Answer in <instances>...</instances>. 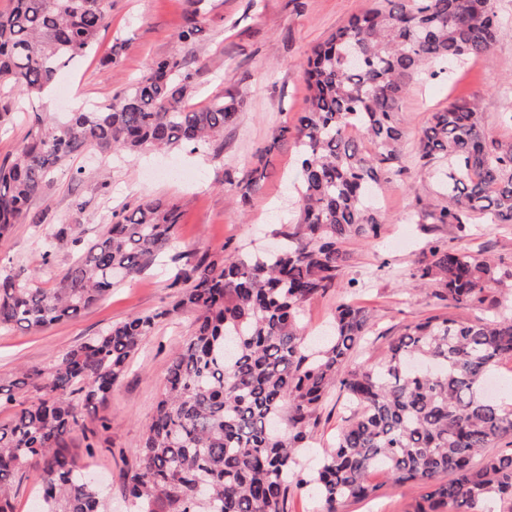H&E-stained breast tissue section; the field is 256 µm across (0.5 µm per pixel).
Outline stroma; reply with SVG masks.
I'll use <instances>...</instances> for the list:
<instances>
[{
	"mask_svg": "<svg viewBox=\"0 0 512 512\" xmlns=\"http://www.w3.org/2000/svg\"><path fill=\"white\" fill-rule=\"evenodd\" d=\"M373 0H203L201 31L194 41L181 42L177 33L188 0H112L108 27L96 48L75 58L58 73L80 86L83 98L99 106L127 89L155 59L175 55L194 73L195 91L187 107L206 106L212 98L233 95L239 103L234 125L221 138L196 150L138 158L103 155L86 148L52 173L32 202L28 216L0 237V268L20 274L33 285L51 287L56 276L76 258L71 244L58 246L50 268L40 266V251L54 224H75L83 240L96 238L113 212L133 210L148 200L180 206L177 242L154 264L132 278H122L111 292L73 320L42 330H0V382L23 369L50 371L54 360L71 347L129 317L149 314L169 303L171 277L186 261L230 254L247 246L263 250L275 244V230L293 221L288 205L297 175L292 141L270 149L274 133L293 123L306 107L303 63L311 48L322 42L351 15ZM125 47L117 63H109L114 39ZM512 82V33L497 44L491 58L468 61L448 73L414 81L400 112L407 147H414L433 112L455 99L478 95L488 138L512 139V100L499 86ZM29 129L28 115L13 97L0 91V161L10 158ZM270 153L269 174L261 191L241 204L235 184L263 153ZM108 181L104 192L94 186ZM434 188L430 174L408 166L401 181L383 194L386 213L381 237L353 243L349 274L358 280L360 302L372 312L375 327L363 361H380L393 336L409 323L446 312L445 302L431 293L410 292L409 274L431 242L442 239L492 256H512V224L479 221L465 236L444 224H410L405 220L414 199ZM84 201L76 209V201ZM342 289L307 302L302 324L309 339H319L332 322ZM195 314L187 310L160 323L143 339L127 374L118 381L98 413L112 427L98 431L93 451H86L81 433L68 445L101 478L108 497L107 512H134L123 498V473L136 461V450L150 424L162 392L172 354L194 331ZM341 402L329 399L306 451L316 463L344 423ZM380 490L371 502L348 501L339 512H415L425 494L423 485L396 487L383 475L373 477Z\"/></svg>",
	"mask_w": 512,
	"mask_h": 512,
	"instance_id": "35a3bbf8",
	"label": "stroma"
}]
</instances>
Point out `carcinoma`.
Instances as JSON below:
<instances>
[{
    "label": "carcinoma",
    "instance_id": "obj_1",
    "mask_svg": "<svg viewBox=\"0 0 512 512\" xmlns=\"http://www.w3.org/2000/svg\"><path fill=\"white\" fill-rule=\"evenodd\" d=\"M191 0L178 32L192 41L199 5ZM497 0H377L351 16L308 56L306 111L281 127L265 154L293 138L298 153L296 219L280 246L205 257L169 283L174 300L159 311L112 325L68 351L48 374L26 369L0 383V512H16L15 479L34 478L35 512H106L94 479L68 448L87 434L85 416L104 404L142 340L184 310L194 334L171 360L156 412L124 474L136 512H288L291 490L311 488L318 512L374 496L380 472L394 486L428 488L417 512H484L512 504V405L488 396L492 367L512 360V259L429 245L410 279L433 287L454 308L483 307L468 321L429 315L407 324L386 356L358 361L374 327L372 313L347 299L324 339L306 343L301 312L346 284L353 241L379 237L385 217L377 193L406 170L399 112L411 83L472 58L491 57L507 34ZM111 0H11L0 12V90L31 102L67 61L86 55L107 27ZM359 56L349 62V53ZM193 73L176 56L156 59L109 104L31 115L23 145L0 163V237L24 218L54 169L87 147L136 158L143 151L197 149L235 121L233 97L189 109ZM413 161L436 177L437 201L418 197L410 224H450L465 232L480 217L512 224V142L482 130L476 96L432 114ZM268 176L259 164L236 183L242 204ZM176 203L146 201L113 215L82 243L75 224H55L44 243L82 245L51 288L0 271V328L40 330L75 318L112 290L117 276L141 273L175 239ZM30 388L32 400L18 395ZM349 408L336 443L304 470L320 412L332 390ZM505 442L510 448L487 455Z\"/></svg>",
    "mask_w": 512,
    "mask_h": 512
}]
</instances>
